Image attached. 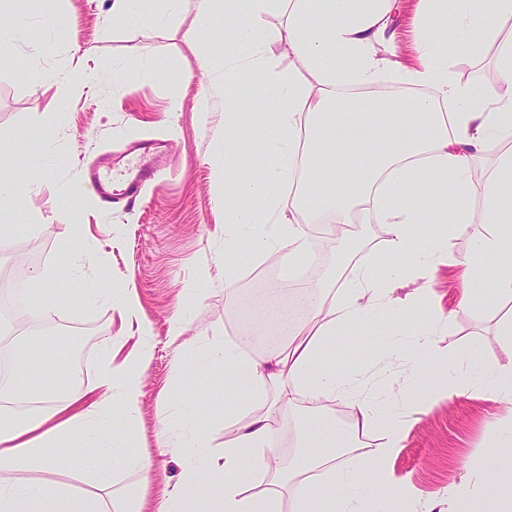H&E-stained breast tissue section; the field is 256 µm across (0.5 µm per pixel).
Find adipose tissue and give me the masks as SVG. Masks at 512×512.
Returning <instances> with one entry per match:
<instances>
[{
    "mask_svg": "<svg viewBox=\"0 0 512 512\" xmlns=\"http://www.w3.org/2000/svg\"><path fill=\"white\" fill-rule=\"evenodd\" d=\"M426 32L419 64L404 68L412 86L432 96L409 99L402 111L387 112L345 99L347 86L368 87L389 66L387 21L397 0H225L224 21L235 24L234 51L251 75L267 85L275 123L252 130L261 165L235 195L226 196L234 235L225 252L248 241L255 255L283 247L288 263L312 249L308 223L322 215L336 223L337 240L351 234L354 209L371 212L384 227L379 257L356 267L349 287L306 293L307 316L293 325L287 347L255 351L258 339L239 336L210 352V363L230 370L241 391L238 414L224 422V449L212 451L199 426L166 448L186 463L180 483L166 487L157 512H281L279 487L296 481L291 512H392L401 495L387 462L399 451L411 426L413 407H391L381 398L376 376L343 370L332 359L340 337H352L361 357L370 339L388 337V350L419 364L435 351L434 329H419L408 342L394 341L392 317L410 315L415 296L397 298L396 285L442 262L465 265L475 285L460 296V312L471 315L495 305L502 313L496 332L512 351V0H425ZM278 9L288 18L268 25ZM247 14L248 24L237 17ZM285 42L306 69L319 76L317 88L275 70L268 52ZM493 48L490 78L449 80L454 57H478ZM497 146L485 159L489 146ZM487 162L483 203L475 205L472 174ZM250 200L238 207L237 198ZM303 214L305 222L294 219ZM480 223L470 253L449 248L456 228ZM408 256L403 265L388 264ZM150 358L140 344L121 366L104 362L99 382L87 387L71 374L59 376L64 394L44 389L50 365L24 364L16 372L22 391L39 405L19 410L0 405V512H148L143 490L112 487L116 469L148 472L150 462L132 446L129 422L137 414L141 373ZM448 396L466 391L490 395L506 406L491 442L490 469L499 481H483L492 512H512V359L488 364L482 347L448 362ZM350 399L352 420L328 433L297 430L298 453L285 471L272 446L287 411L302 407L323 422L334 419L336 402ZM386 428L376 448L352 455L358 436L374 425ZM97 441L101 452H79ZM251 461L269 486L248 492L240 464Z\"/></svg>",
    "mask_w": 512,
    "mask_h": 512,
    "instance_id": "1",
    "label": "adipose tissue"
}]
</instances>
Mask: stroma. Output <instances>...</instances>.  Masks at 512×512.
Returning <instances> with one entry per match:
<instances>
[{
	"instance_id": "35a3bbf8",
	"label": "stroma",
	"mask_w": 512,
	"mask_h": 512,
	"mask_svg": "<svg viewBox=\"0 0 512 512\" xmlns=\"http://www.w3.org/2000/svg\"><path fill=\"white\" fill-rule=\"evenodd\" d=\"M113 0H0V23L38 31L39 45L18 38L9 57L0 58V176L18 180L27 206L15 208L0 200V286L12 283L27 257L32 269L53 267L69 285L55 296L50 321L55 331L81 329L79 344L48 341L43 353L61 368L78 363L86 385L97 380L98 365L112 349L129 352L137 339L131 326H150L147 341L152 356L143 373V397L134 419L133 446L151 462L148 476L134 469L115 476L117 486L146 484L147 501L156 504L165 487L177 483L179 457L161 444L164 425H179L184 417L182 395L219 390L220 400L232 404L236 384L230 372L214 371L205 360L211 349L243 334L241 308L254 291L272 283L304 281L328 288L345 287L354 262L374 257V242L383 227L373 216L358 215L353 224L360 242L342 263H335L331 238L314 244L315 262L291 268L279 253L255 260L248 242L237 253L224 252L223 194L249 179L253 164L225 165V154L257 156L246 131L228 135L224 126L227 100L245 98L248 121L273 122L266 93L243 97L240 84L225 85L224 59L230 49L214 34L224 21V0H213L208 16H201L197 0H180L169 8L166 0H147L146 10L164 14L157 26L131 21L112 24ZM390 20L395 60L406 66L417 61L422 30V0H398ZM71 27L62 35L53 29L57 16ZM120 66L143 69L132 81L118 83ZM84 72L86 83L74 88L62 82L63 73ZM211 94L209 111L200 114L196 82ZM168 140L169 174L151 185L134 207L100 205L85 179V167L99 164L111 172L112 160L136 141ZM75 187L83 203L67 221L57 216V187ZM82 227L74 237L71 225ZM235 268L234 281L224 278L225 267ZM209 268L199 281L200 268ZM339 271L335 281L327 272ZM107 278L113 288L135 298L136 309H120L90 302L87 283ZM465 281L460 267L438 266L400 282L403 297L431 290L438 305L425 307L417 324L437 328L436 352L421 370L426 381L414 379L411 367L396 365L383 387L391 398L411 405L429 401L426 412L415 414L402 448L388 462L391 480L405 490V512H419L426 500L447 501L448 490L465 486V474L486 467L487 446L496 433L503 410L491 398L470 395L447 397L443 366L462 355L469 343H482L484 361H506L495 334L496 309L474 317L455 314L457 295ZM454 312L452 322L437 321L438 312ZM188 319L181 339L169 336L177 314ZM179 361L198 364L188 381L174 378Z\"/></svg>"
}]
</instances>
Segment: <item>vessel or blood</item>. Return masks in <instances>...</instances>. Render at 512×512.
<instances>
[{
    "label": "vessel or blood",
    "mask_w": 512,
    "mask_h": 512,
    "mask_svg": "<svg viewBox=\"0 0 512 512\" xmlns=\"http://www.w3.org/2000/svg\"><path fill=\"white\" fill-rule=\"evenodd\" d=\"M132 151L136 159L127 167L120 185H113L109 175L101 172L98 167L88 169L86 178L94 194L104 205L109 206L123 200L135 202L148 182L165 178L164 145L161 141L135 142Z\"/></svg>",
    "instance_id": "1"
}]
</instances>
